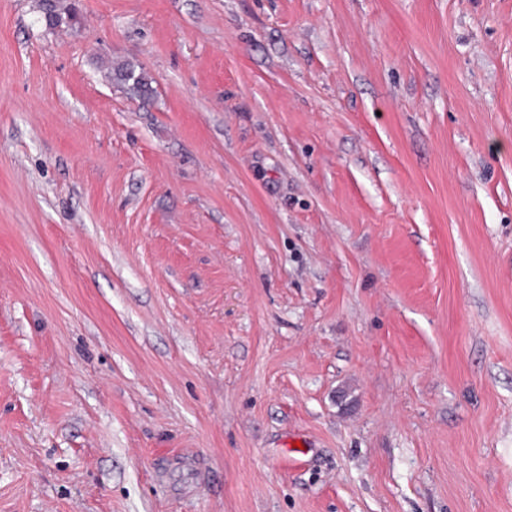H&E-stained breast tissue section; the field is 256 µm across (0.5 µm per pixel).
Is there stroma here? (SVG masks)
<instances>
[{"label":"stroma","instance_id":"stroma-1","mask_svg":"<svg viewBox=\"0 0 512 512\" xmlns=\"http://www.w3.org/2000/svg\"><path fill=\"white\" fill-rule=\"evenodd\" d=\"M76 7L0 0V512H512V0ZM41 21L49 30L62 26L73 25L77 20L74 4L67 0H40ZM107 78L111 83H115L133 96L145 97L151 92L150 83L143 72H136V68L129 62H112L105 66Z\"/></svg>","mask_w":512,"mask_h":512}]
</instances>
